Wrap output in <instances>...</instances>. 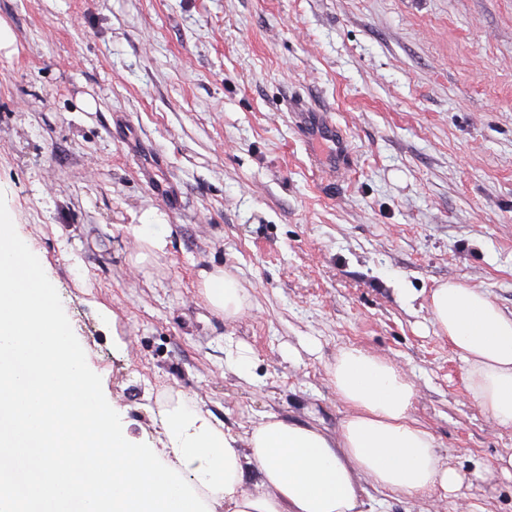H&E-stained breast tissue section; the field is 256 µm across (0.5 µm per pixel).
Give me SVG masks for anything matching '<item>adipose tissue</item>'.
<instances>
[{"mask_svg": "<svg viewBox=\"0 0 512 512\" xmlns=\"http://www.w3.org/2000/svg\"><path fill=\"white\" fill-rule=\"evenodd\" d=\"M165 214L148 210L125 232L136 262L165 252ZM0 512H365L359 474L377 490L456 493L463 475L411 415L415 384L401 368L358 347L343 350L332 382L350 413L337 437L270 414L238 437L192 398L164 410L160 448H135L99 401L84 349L56 310L45 267L16 227L0 230ZM199 286L224 317L248 295L223 268ZM429 308L439 336L465 363L470 396L512 428V313L480 289L439 284ZM246 440L248 452L238 442ZM255 469L254 489L243 487Z\"/></svg>", "mask_w": 512, "mask_h": 512, "instance_id": "adipose-tissue-1", "label": "adipose tissue"}]
</instances>
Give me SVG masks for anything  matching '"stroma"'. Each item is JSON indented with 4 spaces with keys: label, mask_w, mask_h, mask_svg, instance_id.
I'll use <instances>...</instances> for the list:
<instances>
[{
    "label": "stroma",
    "mask_w": 512,
    "mask_h": 512,
    "mask_svg": "<svg viewBox=\"0 0 512 512\" xmlns=\"http://www.w3.org/2000/svg\"><path fill=\"white\" fill-rule=\"evenodd\" d=\"M0 18V202L135 447L182 397L239 436L268 414L337 434L330 370L359 347L409 373L413 417L467 476L449 497L359 475L367 512H512L490 472L512 429L429 310L456 280L512 312V0H0ZM300 101L341 129L348 171ZM151 208L171 243L135 265L123 227ZM215 265L247 291L237 318L198 294Z\"/></svg>",
    "instance_id": "1"
}]
</instances>
